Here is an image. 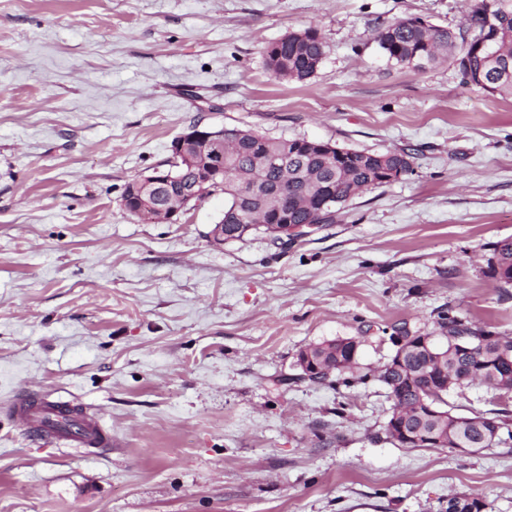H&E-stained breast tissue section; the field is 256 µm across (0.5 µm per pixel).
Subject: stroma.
<instances>
[{
	"label": "stroma",
	"instance_id": "1",
	"mask_svg": "<svg viewBox=\"0 0 512 512\" xmlns=\"http://www.w3.org/2000/svg\"><path fill=\"white\" fill-rule=\"evenodd\" d=\"M479 0H0V512H444L481 494L512 512V441L469 454L403 448L373 377L395 324L440 312L512 336V98L440 61L388 62L380 26L461 27ZM316 28L304 82L264 47ZM414 155L288 246L214 244L217 193L177 222L121 205L196 120ZM363 337L361 379L313 384L299 352ZM79 398L112 450L45 445L16 395ZM459 416L506 410L480 386ZM492 246L497 259L496 265L490 262L493 277L501 284L512 285V238L501 239Z\"/></svg>",
	"mask_w": 512,
	"mask_h": 512
}]
</instances>
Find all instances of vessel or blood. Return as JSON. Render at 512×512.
Segmentation results:
<instances>
[{"mask_svg":"<svg viewBox=\"0 0 512 512\" xmlns=\"http://www.w3.org/2000/svg\"><path fill=\"white\" fill-rule=\"evenodd\" d=\"M14 414L23 428L49 442L64 441L75 448H107L112 444V434L98 415L72 400H22L16 403ZM66 417L80 423V432L71 433L63 427Z\"/></svg>","mask_w":512,"mask_h":512,"instance_id":"b4317fda","label":"vessel or blood"}]
</instances>
